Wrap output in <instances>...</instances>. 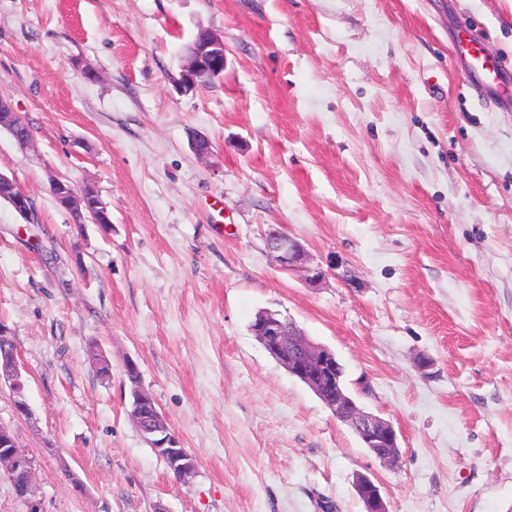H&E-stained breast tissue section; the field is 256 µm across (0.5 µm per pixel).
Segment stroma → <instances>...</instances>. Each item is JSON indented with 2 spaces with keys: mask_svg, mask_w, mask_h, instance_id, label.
<instances>
[{
  "mask_svg": "<svg viewBox=\"0 0 512 512\" xmlns=\"http://www.w3.org/2000/svg\"><path fill=\"white\" fill-rule=\"evenodd\" d=\"M201 29L227 63L186 90ZM474 31L512 58V0H0V95L35 140L0 132V172L38 210L0 201L31 410L2 384L0 424L43 512H364L360 475L390 512H512V88L458 53ZM55 177L111 229H75ZM272 227L338 274L283 270ZM265 308L336 354L396 465L264 350ZM130 360L188 481L131 421ZM50 183L52 196L70 213L72 224L82 227L86 221L91 220L104 231L110 229L112 221L107 206L93 188L84 187L77 190L69 182L55 178H52Z\"/></svg>",
  "mask_w": 512,
  "mask_h": 512,
  "instance_id": "35a3bbf8",
  "label": "stroma"
}]
</instances>
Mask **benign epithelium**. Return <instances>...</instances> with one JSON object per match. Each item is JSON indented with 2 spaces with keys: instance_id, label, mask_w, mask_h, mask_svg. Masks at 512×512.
<instances>
[{
  "instance_id": "benign-epithelium-1",
  "label": "benign epithelium",
  "mask_w": 512,
  "mask_h": 512,
  "mask_svg": "<svg viewBox=\"0 0 512 512\" xmlns=\"http://www.w3.org/2000/svg\"><path fill=\"white\" fill-rule=\"evenodd\" d=\"M226 50L224 41L212 34H204L193 47L185 67L194 85H202L224 73ZM22 117L13 104L0 97V131L8 132L22 149L34 147L33 134L22 131ZM50 192L56 202L66 209L73 224L81 227L90 220L102 230L110 229L112 221L107 206L91 187L76 189L67 181L50 180ZM0 198L8 202L27 223H35V206L27 194L19 190L8 175L0 172ZM268 249L281 268L296 271L316 283L327 271L320 265L311 266L305 247L281 229L269 228L266 234ZM252 332L263 343L266 351L278 360L288 372L308 386L332 412L337 420L347 424L360 439L369 455L385 465L399 460L398 434L394 426L364 410L347 392L341 382L343 367L327 347L315 343L299 331L294 322L271 311L256 318ZM9 385L18 413L27 415L30 409L25 393V382L17 360V350L11 329L0 323V382ZM131 417L140 435L178 478H189L195 469L194 457L181 447L178 438L164 424L165 418L153 398L141 386L133 390ZM0 471L21 473L23 481L15 491L16 499L25 512H42L41 497L35 461L19 445L13 432L0 424ZM357 492L364 502L365 512H389L380 488L368 477L361 476Z\"/></svg>"
}]
</instances>
